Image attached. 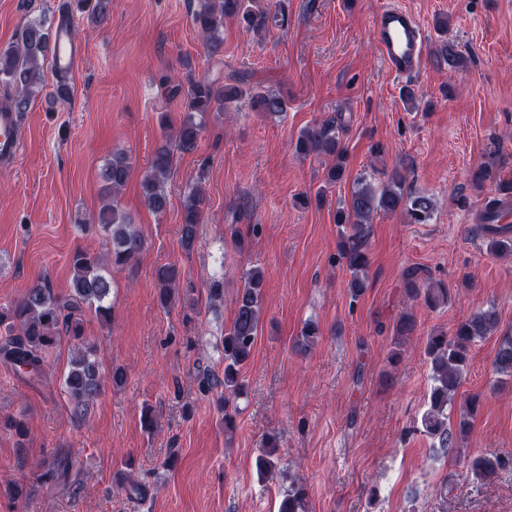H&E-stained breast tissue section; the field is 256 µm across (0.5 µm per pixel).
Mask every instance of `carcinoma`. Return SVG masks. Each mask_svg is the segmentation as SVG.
Listing matches in <instances>:
<instances>
[{"instance_id":"carcinoma-1","label":"carcinoma","mask_w":512,"mask_h":512,"mask_svg":"<svg viewBox=\"0 0 512 512\" xmlns=\"http://www.w3.org/2000/svg\"><path fill=\"white\" fill-rule=\"evenodd\" d=\"M109 0H76L77 11L93 19L105 14ZM238 19L246 30L254 33L267 31L275 19L265 0H198L192 12L195 28L211 53L219 51L224 43V20ZM53 26L45 20L28 22L17 43L0 49V86L7 92L9 109L25 111L35 92L43 87L45 75L43 60L48 55ZM438 62L450 68L461 66L462 59L443 39L434 51ZM248 97L258 112L282 115L287 112L288 100L272 92H259L244 83L224 84L220 87L207 79L195 81L184 92L186 116L174 131L172 143L156 149L149 169L141 180V191L146 205L155 213L166 210L168 197L164 182L173 166V150L192 152L203 130L209 112L226 102ZM299 155L318 153L332 159L325 183L334 185L344 175L346 152L341 146L339 126L336 121L323 122L301 130L295 142ZM132 168L131 157L116 152L106 162L102 176L112 195H117L127 184ZM205 202L200 186H194L184 201L182 247L189 251L197 238L198 224ZM406 212L412 224H425L430 219L432 202L426 196L406 197L403 178L394 174L387 184L377 186L366 178L359 180L344 206L336 210L339 227L338 262L345 268L352 299L357 300L367 288L370 258L368 224L373 215ZM484 223L477 228L487 236V251L495 256L512 255V224H487V215L500 218L496 200H489L483 210ZM99 229L107 233L112 252V268L123 269L135 261L144 250V240L132 224V218L120 209L117 201L102 207L94 218ZM71 290L56 294L47 282L36 284L26 295L7 310L0 309V358L13 365L22 381L34 385L45 375L46 353L60 345L63 338L71 340L74 356L63 378V387L74 404L75 413L85 411L102 387L100 365L93 357L95 349L85 338L83 315L85 310L95 313L102 323L112 320L111 279L103 273L104 265L98 256L77 251L71 259ZM181 279V271L171 264H164L155 273L160 306H170L173 290ZM263 270L252 268L244 275L239 289L231 326L224 331L222 361L224 373L212 369L204 371L202 390L224 388V431L236 427L237 399L246 395V385L241 370L249 361L259 335L262 314ZM450 299L449 290L435 285L424 291V302L430 308L445 304ZM496 309H479L461 321L449 333L436 331L426 338L425 354L429 365L431 386L420 424L423 432L438 441L446 450L452 447L453 434L448 429V410L462 384L469 365V352L473 344L493 335L499 327ZM320 337L316 322L303 323L297 337L300 350L312 349ZM497 373L512 375V335L504 336L494 360ZM277 438H265L257 458L260 475L267 477L279 469L276 457ZM501 461L495 456H480L471 462L476 479L484 481L496 474ZM279 512H308L307 492L296 479L289 482L279 505Z\"/></svg>"}]
</instances>
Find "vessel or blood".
Returning <instances> with one entry per match:
<instances>
[{"label": "vessel or blood", "mask_w": 512, "mask_h": 512, "mask_svg": "<svg viewBox=\"0 0 512 512\" xmlns=\"http://www.w3.org/2000/svg\"><path fill=\"white\" fill-rule=\"evenodd\" d=\"M373 35L387 69L397 77L410 78L422 73L426 56L425 30L409 10L391 0L373 21ZM85 46L73 33L70 21L58 22L50 47L55 71L70 75L77 68ZM18 113L0 109V165L13 164L21 150Z\"/></svg>", "instance_id": "b4317fda"}]
</instances>
